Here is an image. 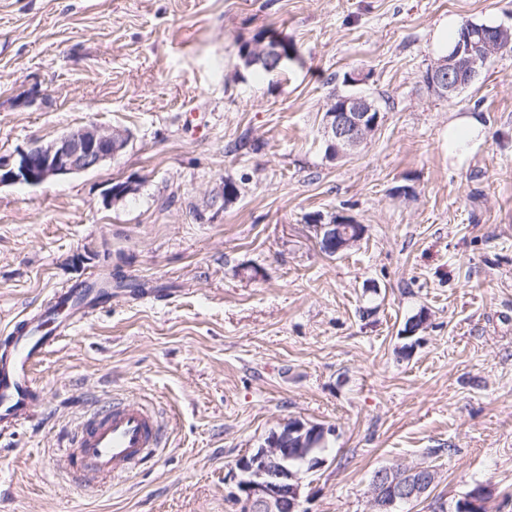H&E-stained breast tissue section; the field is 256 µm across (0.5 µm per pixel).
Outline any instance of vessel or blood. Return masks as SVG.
Here are the masks:
<instances>
[{
    "instance_id": "b4317fda",
    "label": "vessel or blood",
    "mask_w": 512,
    "mask_h": 512,
    "mask_svg": "<svg viewBox=\"0 0 512 512\" xmlns=\"http://www.w3.org/2000/svg\"><path fill=\"white\" fill-rule=\"evenodd\" d=\"M59 296L66 300L67 312L44 306L41 312L16 320L0 336V431L30 420L45 398L34 376L35 365L100 305L81 288H63ZM162 442L161 422L153 407L118 400L90 413L70 435L66 466L74 482L91 488L129 476L156 455Z\"/></svg>"
}]
</instances>
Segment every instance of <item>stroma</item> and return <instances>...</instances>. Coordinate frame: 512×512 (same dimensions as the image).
I'll return each mask as SVG.
<instances>
[{"instance_id": "35a3bbf8", "label": "stroma", "mask_w": 512, "mask_h": 512, "mask_svg": "<svg viewBox=\"0 0 512 512\" xmlns=\"http://www.w3.org/2000/svg\"><path fill=\"white\" fill-rule=\"evenodd\" d=\"M448 17L512 27V0H0V161L92 123L131 135L95 169L0 187V330L110 270L145 286L38 365L44 402L0 434V512H239L230 469L294 419L328 429L301 512H372L374 472L414 466L437 480L392 512H454L478 483L512 512V53L438 97ZM262 30L295 46L283 72L243 70ZM347 71L381 119L332 161ZM470 112L486 138L460 159L448 125ZM227 179L238 198L208 206ZM314 213L360 241L325 253ZM115 396L152 404L167 444L88 494L61 446Z\"/></svg>"}]
</instances>
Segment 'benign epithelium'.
Listing matches in <instances>:
<instances>
[{
    "mask_svg": "<svg viewBox=\"0 0 512 512\" xmlns=\"http://www.w3.org/2000/svg\"><path fill=\"white\" fill-rule=\"evenodd\" d=\"M512 45V30L500 26L488 34L473 33L448 56L436 61L426 75L431 90L439 97L452 98L464 82L475 79L489 58ZM380 122L376 101L362 93L342 99L338 108L324 112L320 136L328 156L340 160L353 154L375 131ZM129 134L123 130H104L85 126L62 135L44 146L35 144L19 153L14 163L0 162V186L22 183L39 186L57 178L94 169L123 151ZM138 182L127 179L108 189L107 197L118 202L135 193ZM337 224L319 225L321 245L337 253L352 244L339 237ZM322 443L317 431L299 422L287 429L272 431L260 447L241 455L231 469L235 482L233 497L240 512H298L303 473L291 472L286 463L295 455ZM433 470L417 466L399 471L382 468L373 475L370 496L374 512H391L398 502H412L423 497L433 486ZM490 499L488 486L468 492L459 501V512H484Z\"/></svg>",
    "mask_w": 512,
    "mask_h": 512,
    "instance_id": "7a95c632",
    "label": "benign epithelium"
}]
</instances>
